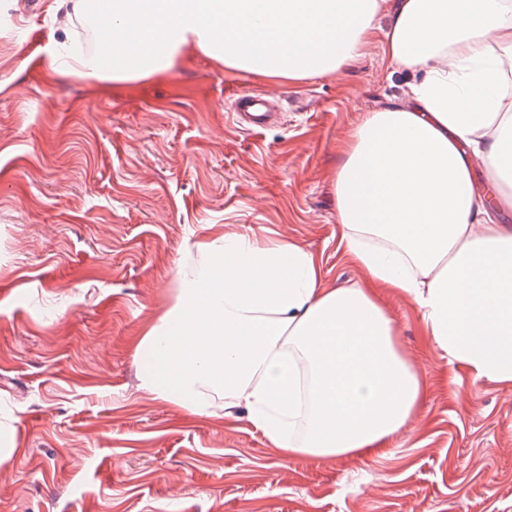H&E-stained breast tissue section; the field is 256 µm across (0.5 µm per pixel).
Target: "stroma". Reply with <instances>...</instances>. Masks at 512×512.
Here are the masks:
<instances>
[{
  "instance_id": "obj_1",
  "label": "stroma",
  "mask_w": 512,
  "mask_h": 512,
  "mask_svg": "<svg viewBox=\"0 0 512 512\" xmlns=\"http://www.w3.org/2000/svg\"><path fill=\"white\" fill-rule=\"evenodd\" d=\"M33 2L0 29V512H512V385L424 346L399 294L386 304L429 387L382 454L282 459L223 393L197 416L137 389L133 340L212 225L293 239L326 287L357 282L336 144L411 74L375 43L293 83L190 48L163 78L115 85L49 69L47 48L78 33ZM251 91L283 118L239 129L229 107Z\"/></svg>"
}]
</instances>
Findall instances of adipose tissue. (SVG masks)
<instances>
[{"instance_id": "adipose-tissue-1", "label": "adipose tissue", "mask_w": 512, "mask_h": 512, "mask_svg": "<svg viewBox=\"0 0 512 512\" xmlns=\"http://www.w3.org/2000/svg\"><path fill=\"white\" fill-rule=\"evenodd\" d=\"M112 66L50 48L53 70L116 82L170 71L187 46L278 81L339 72L373 39L414 76L336 146L340 240L360 270L323 285L298 242L214 230L202 265L134 340L139 390L203 415L244 407L282 458L374 454L428 383L403 356L385 294L409 296L424 344L473 381L512 384V0H96ZM392 18L385 31L375 21ZM494 171L477 189L472 158Z\"/></svg>"}]
</instances>
